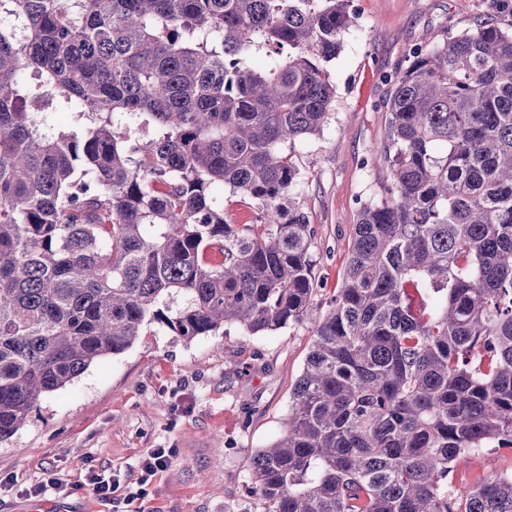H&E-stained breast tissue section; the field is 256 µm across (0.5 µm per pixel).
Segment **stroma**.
Instances as JSON below:
<instances>
[{
    "label": "stroma",
    "mask_w": 512,
    "mask_h": 512,
    "mask_svg": "<svg viewBox=\"0 0 512 512\" xmlns=\"http://www.w3.org/2000/svg\"><path fill=\"white\" fill-rule=\"evenodd\" d=\"M353 8L357 23L330 64L331 116L291 149L301 174L296 203L314 230L312 317L255 336L229 325L190 342L145 328L129 350L92 364L42 401L0 446V474L18 478L0 489V512H107L83 486L87 471L136 473L152 448L173 449L174 456L152 478L142 512H260L252 457L282 433L312 343V318L328 309L340 285L356 201L372 197L385 177L373 156L383 144L390 78L415 48L473 29L487 3L353 0ZM50 470L75 494L28 495ZM507 474L512 448H485L456 465L453 488L464 497L478 481Z\"/></svg>",
    "instance_id": "35a3bbf8"
}]
</instances>
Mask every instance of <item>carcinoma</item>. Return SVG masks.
I'll return each mask as SVG.
<instances>
[{
    "label": "carcinoma",
    "mask_w": 512,
    "mask_h": 512,
    "mask_svg": "<svg viewBox=\"0 0 512 512\" xmlns=\"http://www.w3.org/2000/svg\"><path fill=\"white\" fill-rule=\"evenodd\" d=\"M352 0H0V445L151 324L191 342L305 319L313 230L288 149L327 121ZM262 512H512V22L396 72ZM256 213L224 219V188ZM512 474V448H483L467 454L455 467L453 489L461 498L480 480Z\"/></svg>",
    "instance_id": "obj_1"
}]
</instances>
